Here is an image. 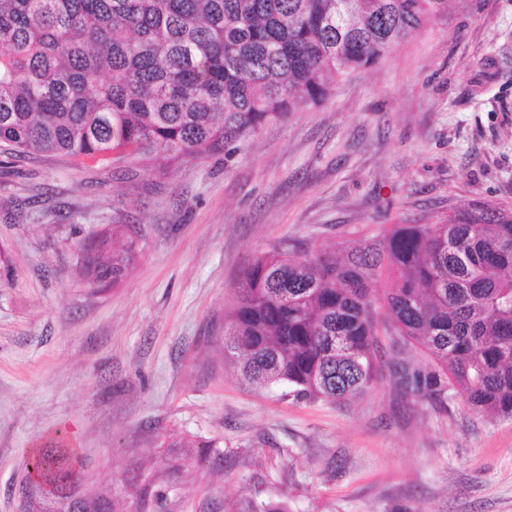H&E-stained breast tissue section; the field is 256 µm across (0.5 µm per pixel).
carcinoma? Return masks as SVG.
Listing matches in <instances>:
<instances>
[{"label": "carcinoma", "mask_w": 512, "mask_h": 512, "mask_svg": "<svg viewBox=\"0 0 512 512\" xmlns=\"http://www.w3.org/2000/svg\"><path fill=\"white\" fill-rule=\"evenodd\" d=\"M448 0H0V152L135 163L216 155L336 79L374 66ZM126 225L90 244L89 283L134 257ZM387 273L377 354L374 293ZM224 355L244 382L346 401L380 372L434 409L512 418V208L471 200L338 250L288 244L234 283ZM56 438L25 512H72L79 458Z\"/></svg>", "instance_id": "cac0c4a2"}]
</instances>
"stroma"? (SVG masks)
<instances>
[{"label":"stroma","instance_id":"obj_1","mask_svg":"<svg viewBox=\"0 0 512 512\" xmlns=\"http://www.w3.org/2000/svg\"><path fill=\"white\" fill-rule=\"evenodd\" d=\"M473 199L512 208V0H449L325 103L223 154L150 170L35 155L0 165V512L65 435L83 486L135 512L178 465L167 512H512V418L439 411L381 379L303 401L242 383L224 312L284 240L326 249ZM131 225L122 281L83 248Z\"/></svg>","mask_w":512,"mask_h":512}]
</instances>
